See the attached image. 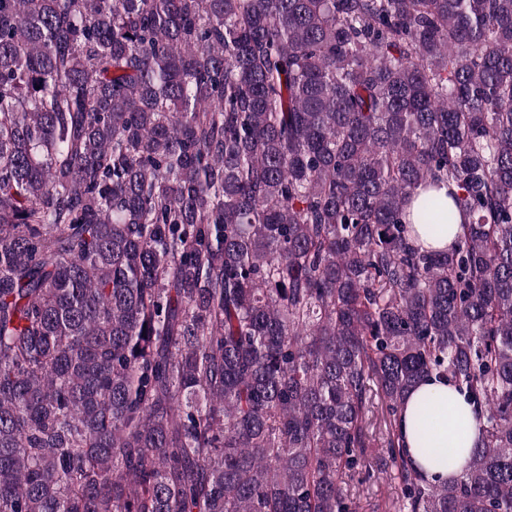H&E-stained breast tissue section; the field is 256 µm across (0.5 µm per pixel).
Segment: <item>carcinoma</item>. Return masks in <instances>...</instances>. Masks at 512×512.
<instances>
[{
	"mask_svg": "<svg viewBox=\"0 0 512 512\" xmlns=\"http://www.w3.org/2000/svg\"><path fill=\"white\" fill-rule=\"evenodd\" d=\"M431 376L485 419L437 484ZM388 465L512 512V0H0V512H357Z\"/></svg>",
	"mask_w": 512,
	"mask_h": 512,
	"instance_id": "obj_1",
	"label": "carcinoma"
}]
</instances>
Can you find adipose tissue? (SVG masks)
I'll return each mask as SVG.
<instances>
[{
    "label": "adipose tissue",
    "instance_id": "obj_1",
    "mask_svg": "<svg viewBox=\"0 0 512 512\" xmlns=\"http://www.w3.org/2000/svg\"><path fill=\"white\" fill-rule=\"evenodd\" d=\"M435 395L440 403L431 412V441L438 448H472L481 442V425L472 408L451 387L425 379L408 396L402 413V433L407 448L416 446V410L423 396Z\"/></svg>",
    "mask_w": 512,
    "mask_h": 512
}]
</instances>
